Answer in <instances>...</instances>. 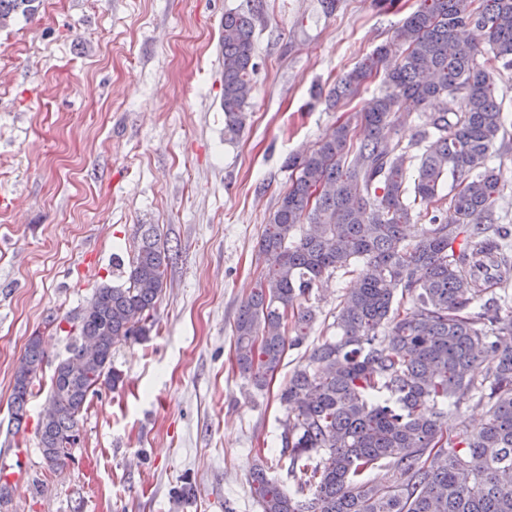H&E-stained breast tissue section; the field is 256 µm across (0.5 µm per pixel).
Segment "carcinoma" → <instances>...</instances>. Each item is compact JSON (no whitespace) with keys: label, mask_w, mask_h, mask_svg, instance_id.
<instances>
[{"label":"carcinoma","mask_w":512,"mask_h":512,"mask_svg":"<svg viewBox=\"0 0 512 512\" xmlns=\"http://www.w3.org/2000/svg\"><path fill=\"white\" fill-rule=\"evenodd\" d=\"M36 0H0V26L31 16ZM261 7L224 15L225 134L245 127ZM512 70V0H420L393 33L348 72L335 101L380 76L361 113L364 139L340 122L304 157L259 242L270 261L234 326L235 361L258 389L317 320L307 304L326 275L356 277L339 300L336 335L313 345L280 393L282 453L302 479L294 493L256 465L261 512H512V242L494 204L504 185L488 157L505 144L493 75ZM441 105L403 143L410 107ZM453 179V195L442 193ZM424 224H414V218ZM420 227L415 243L413 229ZM124 263L119 285L95 289L73 318L38 424L54 470L72 459L88 399L124 385L112 350L143 340L163 290L168 256L153 226ZM45 359L30 337L14 370L11 423L20 430ZM482 376H476L480 366ZM470 400L484 422L450 434L444 409ZM390 468L379 484L370 473Z\"/></svg>","instance_id":"cac0c4a2"}]
</instances>
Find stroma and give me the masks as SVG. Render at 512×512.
<instances>
[{
	"label": "stroma",
	"mask_w": 512,
	"mask_h": 512,
	"mask_svg": "<svg viewBox=\"0 0 512 512\" xmlns=\"http://www.w3.org/2000/svg\"><path fill=\"white\" fill-rule=\"evenodd\" d=\"M252 0H39L0 27V472L24 479L0 512H260L248 483L278 461V400L307 347L288 349L259 390L235 365L234 323L262 270L258 242L291 172L379 95L372 80L330 106L337 80L389 42L419 0H262L248 120L224 134V15ZM170 250L147 340L118 345L123 387L90 397L73 458L48 471L37 427L71 319L140 225ZM353 276L312 295L328 335ZM48 360L26 427L12 432L13 372L31 336ZM191 481L195 496L174 491Z\"/></svg>",
	"instance_id": "35a3bbf8"
}]
</instances>
